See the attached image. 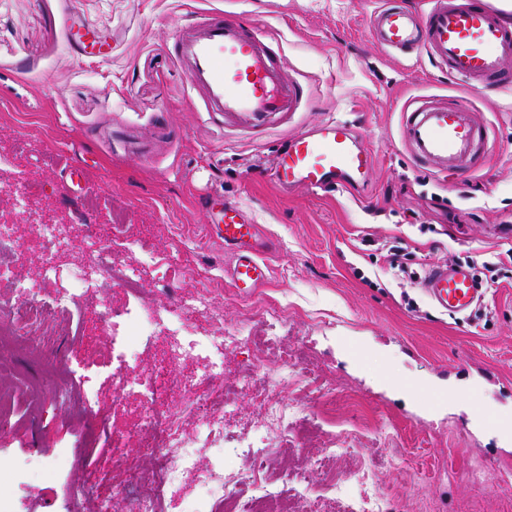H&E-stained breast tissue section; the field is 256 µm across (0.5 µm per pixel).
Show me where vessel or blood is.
Returning <instances> with one entry per match:
<instances>
[{
    "label": "vessel or blood",
    "instance_id": "1",
    "mask_svg": "<svg viewBox=\"0 0 512 512\" xmlns=\"http://www.w3.org/2000/svg\"><path fill=\"white\" fill-rule=\"evenodd\" d=\"M373 41L392 56H427L443 75L481 91L512 89V23L489 0H423L419 10L383 0L367 17ZM167 55L216 124L251 129L299 112L307 90L289 78L271 37L235 14L213 10L188 18ZM400 137L411 164L465 181L490 148L489 129L464 103L419 97L401 113ZM374 154L349 122L330 119L289 137L272 156L268 177L279 189L320 194L368 184ZM208 235L234 253L230 276L250 292L266 280L268 266L256 243V226L235 205H221ZM433 304L466 314L483 290L470 266H429L420 283Z\"/></svg>",
    "mask_w": 512,
    "mask_h": 512
}]
</instances>
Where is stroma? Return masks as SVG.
<instances>
[{"label": "stroma", "instance_id": "obj_1", "mask_svg": "<svg viewBox=\"0 0 512 512\" xmlns=\"http://www.w3.org/2000/svg\"><path fill=\"white\" fill-rule=\"evenodd\" d=\"M381 0H0V219L18 234L13 280L41 296L73 287L70 272L112 227L113 264L133 272L132 295L100 273V297L123 314L140 301L164 308L207 289L216 320L196 336L230 337L224 375L232 402L224 433L199 449L201 464L223 460L243 472L245 445L267 402L299 406L306 435L284 446L271 480L327 454L326 470L306 471L311 495L326 472L360 487L391 512H512V440L486 431L474 412L512 419V271H502L468 314L439 312L418 283L432 263L472 264L482 274L512 244V91L477 93L436 73L428 60L396 61L370 39L365 14ZM229 10L276 37L283 64L304 79L310 101L290 122L257 133L213 124L184 74L164 55L189 15ZM77 22L105 42L103 56L78 54L66 29ZM465 100L495 139L466 185L413 167L401 144L402 108L417 97ZM357 126L375 154L364 191L284 195L256 171L285 139L329 118ZM152 145L149 157L116 159L113 126ZM256 224L269 266L248 297L231 286V254L209 239L213 194ZM45 219L72 229L46 250L31 227ZM405 272L390 271L392 247ZM53 262L45 275V262ZM121 332L138 353L127 374L167 357L160 330ZM43 356L82 372L112 352V332L95 307L43 334ZM359 345L361 357L350 347ZM294 351L310 383L273 385L258 350ZM444 392L429 409L398 383ZM39 365L17 359L0 369V394L15 398L0 431V471L16 474L19 512H67L68 490L112 474L109 446L89 430H127L141 396L101 371L87 415L55 399ZM64 455L58 477L30 488L43 461ZM366 485H359V476Z\"/></svg>", "mask_w": 512, "mask_h": 512}]
</instances>
